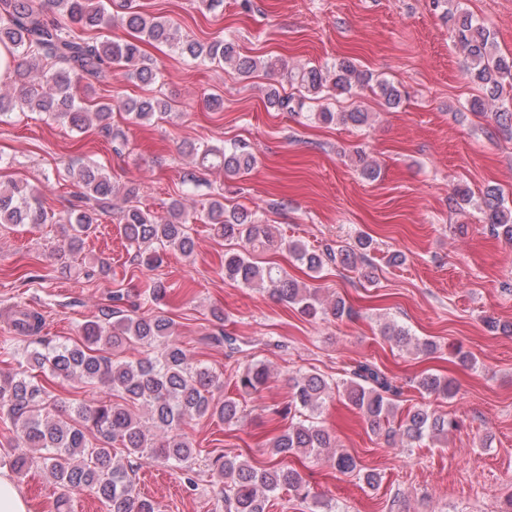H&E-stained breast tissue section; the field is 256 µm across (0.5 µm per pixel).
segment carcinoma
Instances as JSON below:
<instances>
[{"label":"carcinoma","mask_w":512,"mask_h":512,"mask_svg":"<svg viewBox=\"0 0 512 512\" xmlns=\"http://www.w3.org/2000/svg\"><path fill=\"white\" fill-rule=\"evenodd\" d=\"M122 25L135 33L129 40L88 41L74 30L97 29L106 22L107 11L91 0H0V46L10 54L7 90L0 92V124L10 123L18 112H39L83 131L97 123L101 132L112 135V104L107 102L93 111L78 101L73 86L87 85L102 78L118 66L127 78L151 85L158 78L157 68L141 50V37L171 45L192 59L210 60L232 67L237 74L250 78L257 70L281 71L299 95H284L276 87L266 92V106L277 112L300 113L309 103H320L309 117L323 124L338 122L362 126L369 113L359 107L334 112L323 101L355 90L368 89L389 107L402 99L398 86L388 80L372 81V74L361 71L349 59L327 67L310 66L288 69L278 59H257L240 53L232 38L200 42L177 37L176 28L160 16H151L124 0ZM435 8H445L454 43L466 53V73L478 91L470 111L485 114V105L501 100L504 87L512 81V55L498 52L494 33L481 21L463 11L459 0H432ZM121 107L140 124L167 120L175 107L153 94L130 99ZM491 113V120L502 127H512V107L501 105ZM203 168H217L228 177H241L254 165L253 155L244 146H191ZM66 177L80 188L78 204L63 215L46 209L33 187L25 182H0V224H60L67 247L76 250L83 237L102 218H115L121 224L135 257L149 268L163 263L161 251L174 250L184 256L194 250L190 225L208 224L216 236L233 243L224 249V278L248 288L268 293L278 301L296 307L308 317L352 315L341 297L324 303L318 290L290 278L273 263L259 264L253 254L285 248L311 272L318 273L325 264L340 263L353 267L369 263L372 239L360 236L354 243L337 250H313L304 244L278 236L269 224L246 209L228 211L224 196L213 195L202 209L189 212L180 201L170 203L166 215L157 216L149 209L131 203L135 190L114 180L97 164L67 169ZM484 223L492 234L512 242V209L504 206L500 189L489 187L477 204ZM114 322L89 321L79 328L81 340H67L44 350L30 353L26 368L0 372V420L22 431L23 451L6 459L15 474L38 460L62 493L56 499V512H66L73 492L92 493L109 512H156L154 504L136 493L135 470L116 460L112 444L118 442L130 454L149 456L177 469L190 467L195 448L179 432L185 419L216 416L231 425L239 422L241 408L233 398L215 400L213 392L221 390L220 377L204 366L192 367L177 343L173 321L163 315L123 314ZM42 319L34 311H23L14 327L25 335L37 333ZM383 336L400 347L415 346L432 353L436 344L419 340L404 327L387 323ZM136 343L156 349L134 360H114L109 350L124 343ZM47 372L56 378L98 383L120 401H101L90 405L76 404L56 409L47 387L31 371ZM268 366L263 362L248 364L237 375V386L244 393H257L266 384ZM291 400L273 413L288 418V427L272 443V453L319 456L332 441L326 430L314 421L332 383L319 374H299L290 378ZM347 401L363 416L371 431L387 441L399 440L411 446L425 438L439 443L448 441L455 422L446 414L427 406H417L395 419L393 399L396 386L373 363L361 362L351 370L342 384ZM420 391L448 396L452 384L435 374H425L417 382ZM146 409L145 417L133 409ZM337 472L362 476L374 488L379 476L362 472L358 459L344 449L329 456ZM213 481L224 489V512H267L272 494L288 488L301 498L309 496L303 476L295 469L273 464L257 468L246 458L219 455L211 463Z\"/></svg>","instance_id":"1"}]
</instances>
